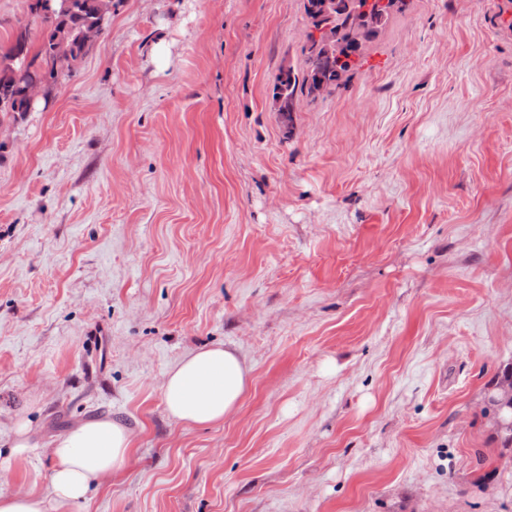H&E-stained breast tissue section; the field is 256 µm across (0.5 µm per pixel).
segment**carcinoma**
Here are the masks:
<instances>
[{
  "instance_id": "cac0c4a2",
  "label": "carcinoma",
  "mask_w": 512,
  "mask_h": 512,
  "mask_svg": "<svg viewBox=\"0 0 512 512\" xmlns=\"http://www.w3.org/2000/svg\"><path fill=\"white\" fill-rule=\"evenodd\" d=\"M303 2L310 24L304 66L299 71L281 66L272 87L273 110L287 122L298 95L315 99L320 86L328 94L341 88L342 73L366 62L369 47L393 16L387 11L364 30L357 13L359 0ZM113 7L114 0H35L31 10L40 18L38 40L20 27L10 43L0 48V115L17 119L31 111L28 88L33 79L52 89L74 78L78 65L109 28ZM507 386L512 388V372L504 377L499 391L486 399V409L500 420L512 414L503 399Z\"/></svg>"
}]
</instances>
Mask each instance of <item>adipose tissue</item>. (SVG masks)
<instances>
[{
	"label": "adipose tissue",
	"mask_w": 512,
	"mask_h": 512,
	"mask_svg": "<svg viewBox=\"0 0 512 512\" xmlns=\"http://www.w3.org/2000/svg\"><path fill=\"white\" fill-rule=\"evenodd\" d=\"M250 384V369L233 349L216 345L185 354L165 375L168 415L186 425L223 421L238 407ZM134 447L131 429L104 416L81 422L53 443L50 491L0 494V512H70L94 480L122 474Z\"/></svg>",
	"instance_id": "adipose-tissue-1"
}]
</instances>
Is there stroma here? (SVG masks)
I'll list each match as a JSON object with an SVG mask.
<instances>
[{
    "mask_svg": "<svg viewBox=\"0 0 512 512\" xmlns=\"http://www.w3.org/2000/svg\"><path fill=\"white\" fill-rule=\"evenodd\" d=\"M303 0H120L73 80L0 122V493L109 416L71 512H512V8L411 0L345 88L271 108ZM221 344L219 424L161 384ZM250 384V368L222 345L185 354L165 375L162 392L168 415L186 425L224 421ZM511 387L512 388V372L507 374L504 377V380L501 382L498 389L501 390V392H494L488 395L486 399V409L492 410L495 415L498 417L499 420L503 421V418L507 415H512V399L510 400V406L511 409L508 407L507 403L503 399L504 396V390L505 387ZM511 388L506 389V397L508 399L511 398ZM504 423V421H503Z\"/></svg>",
    "mask_w": 512,
    "mask_h": 512,
    "instance_id": "obj_1",
    "label": "stroma"
}]
</instances>
